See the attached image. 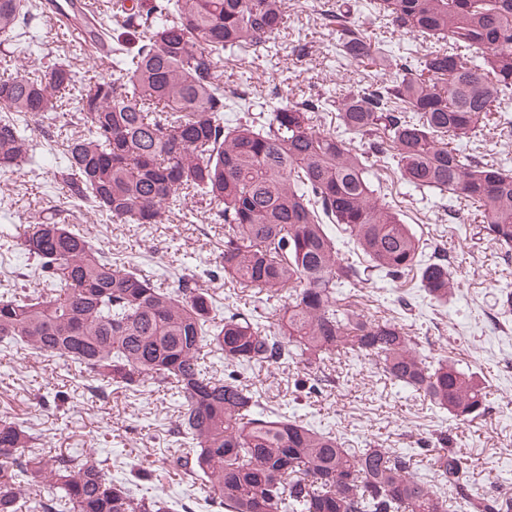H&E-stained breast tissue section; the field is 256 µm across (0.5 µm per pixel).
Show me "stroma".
Wrapping results in <instances>:
<instances>
[{
	"mask_svg": "<svg viewBox=\"0 0 512 512\" xmlns=\"http://www.w3.org/2000/svg\"><path fill=\"white\" fill-rule=\"evenodd\" d=\"M287 6L288 38L305 43L307 54L301 59L278 56L279 65L292 74L280 91L283 99L295 102L311 88L353 78L359 68L337 65L335 35L322 20L317 0H287ZM33 29L47 61L64 60L84 75H94L87 60L72 54L71 32L53 15L39 13ZM269 71L267 60L254 62L244 54L224 60L225 84L248 83L260 97L272 90ZM54 165L49 156L24 171L0 172V290L24 285L32 261L11 235L15 226L41 213L58 224L80 225L94 245L137 261L156 284L172 289L180 278L193 277L216 301L228 296L223 278L213 274L224 231L208 205L196 204L197 217L191 224L178 214L164 224H115L68 202L52 179ZM378 179L382 192L394 200L424 246H443L455 257L460 288L452 302L439 307L413 281L402 284L376 276L362 294L342 288L340 299L360 300L373 317L397 318L419 337L421 351L450 352L460 368L484 377L490 391L487 414L458 423L392 384L364 358L328 363L325 371L334 383L319 394H295L294 381L301 370L292 363L271 372L247 369L243 375L261 387L263 408L333 429L350 448L375 441L426 463L432 454L422 448V441L434 431L446 430L466 462L464 483L470 493L512 494V316L502 317L497 306L503 287H512V262L503 261L470 212L460 210L452 216L447 199L406 194L392 172L379 171ZM402 295L410 300L411 313L400 310ZM84 384L79 369L63 360L31 355L20 345L0 348V418L10 417L29 430L47 452L98 451L113 478H127L137 468L149 470L168 495L170 512H216L202 480L172 474L167 468L166 459L178 445L167 433L179 411L176 394L156 388L139 395L107 387L95 397Z\"/></svg>",
	"mask_w": 512,
	"mask_h": 512,
	"instance_id": "obj_1",
	"label": "stroma"
}]
</instances>
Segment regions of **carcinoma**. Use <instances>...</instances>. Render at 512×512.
Returning <instances> with one entry per match:
<instances>
[{"label": "carcinoma", "instance_id": "carcinoma-1", "mask_svg": "<svg viewBox=\"0 0 512 512\" xmlns=\"http://www.w3.org/2000/svg\"><path fill=\"white\" fill-rule=\"evenodd\" d=\"M367 6L437 48L419 59L369 36L358 20ZM38 8L0 0V35L20 63L0 78V169L34 163L28 118L71 112L85 131L66 139L53 175L72 202L114 224H162L190 201L213 205L227 285L288 297L275 323L238 304L221 316L197 280L160 288L83 228L40 214L19 239L36 260L34 287L0 293V343L74 363L93 393L175 391L171 433L187 447L168 466L203 480L224 512H512V497L464 492V458L447 433L426 441L437 453L423 474L407 453L346 448L333 432L261 411L259 392L235 371L291 359L313 374L307 390L318 394L333 383L318 375L326 363L356 355L456 421L486 415L477 376L424 354L399 320L338 304L336 290L359 292L375 271L395 282L412 276L438 304L459 287L448 251L425 254L376 190L377 163L414 190L466 201L512 260V171L462 149L493 125L512 132V0H324L337 59L366 65L373 79L289 104L257 102L223 80L224 53L258 59L276 45L284 0H91L79 9V50L93 48L106 68L81 81L23 39ZM103 16L121 32L103 27ZM226 112L238 116L226 121ZM338 234L359 259L338 257ZM210 354L232 371L217 377ZM33 440L0 420V512H167L162 495L112 480L103 460L39 452ZM42 481L47 496L23 494Z\"/></svg>", "mask_w": 512, "mask_h": 512}]
</instances>
